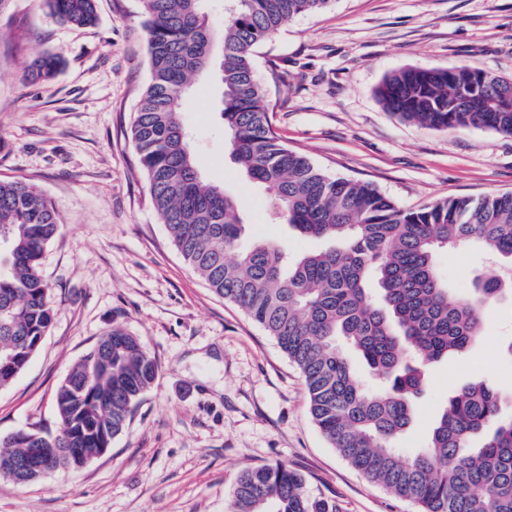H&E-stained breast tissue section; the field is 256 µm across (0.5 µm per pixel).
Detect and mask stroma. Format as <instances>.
Segmentation results:
<instances>
[{
	"instance_id": "obj_1",
	"label": "stroma",
	"mask_w": 512,
	"mask_h": 512,
	"mask_svg": "<svg viewBox=\"0 0 512 512\" xmlns=\"http://www.w3.org/2000/svg\"><path fill=\"white\" fill-rule=\"evenodd\" d=\"M88 28L59 23L42 0L0 12V179L24 178L59 229L42 258L53 320L13 383L0 389V438L56 427L55 393L73 364L120 323L159 365L128 428L81 469L28 484L0 477V512H227L240 472L282 462L337 512H416L330 448L308 411L304 380L276 341L184 262L152 207L130 126L150 79L139 0H97ZM54 53L62 70L28 77ZM512 77V0H332L256 50L270 122L288 148L336 178L366 182L404 208L512 193V136L433 130L388 111L375 91L403 67L456 64ZM284 75L275 83L272 72ZM221 90L197 78L182 119L201 175L224 187L245 243L317 249L274 223L270 195L224 149ZM451 298L502 265L479 249L437 254ZM512 302L484 311L482 336L427 370L404 451L426 445L449 395L482 381L512 415ZM61 63L60 57L56 54H42L30 64L29 77L32 81L51 79L57 74Z\"/></svg>"
}]
</instances>
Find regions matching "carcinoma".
<instances>
[{
	"mask_svg": "<svg viewBox=\"0 0 512 512\" xmlns=\"http://www.w3.org/2000/svg\"><path fill=\"white\" fill-rule=\"evenodd\" d=\"M60 21L97 20L96 0H42ZM331 0H236L224 26L220 61L224 147L254 184L269 190L278 217L324 248L294 259L280 244L241 246L246 224L235 199L205 181L189 151L183 101L213 60L202 0H141L150 82L131 137L154 209L183 260L225 301L272 336L299 369L309 413L330 447L368 481L420 512H512V416L498 394L470 382L448 398L426 446L405 454L394 441L411 427L424 367L465 354L481 335L482 311L512 277L473 280L471 295L448 300L438 252L477 244L512 271V194L445 199L419 210L398 206L370 184L333 178L281 144L267 93L254 75L255 49L293 18ZM59 56L29 67L33 81L54 77ZM380 102L436 130L492 129L512 135V78L473 70L405 67L385 76ZM58 231L52 205L24 179L0 180V359L29 362L52 323L51 290L40 271ZM63 379L55 395L58 434L39 437L50 472L77 465L68 448H104L124 432L160 365L118 323ZM356 350L387 387L369 391L344 352ZM0 439V471L26 455ZM230 512H337L310 496L284 464L247 469Z\"/></svg>",
	"mask_w": 512,
	"mask_h": 512,
	"instance_id": "obj_1",
	"label": "carcinoma"
}]
</instances>
